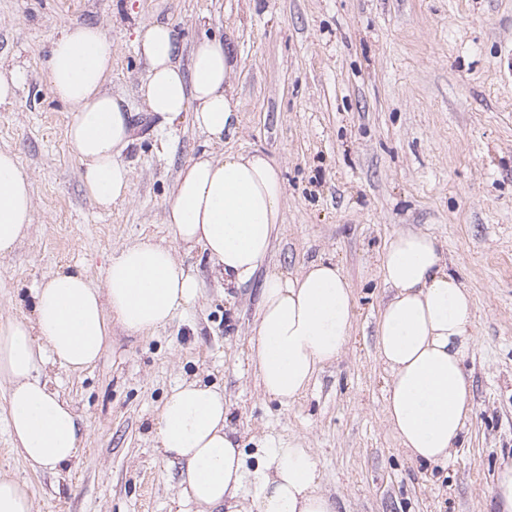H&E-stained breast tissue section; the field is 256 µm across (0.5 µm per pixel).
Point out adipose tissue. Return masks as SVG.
<instances>
[{
  "label": "adipose tissue",
  "mask_w": 512,
  "mask_h": 512,
  "mask_svg": "<svg viewBox=\"0 0 512 512\" xmlns=\"http://www.w3.org/2000/svg\"><path fill=\"white\" fill-rule=\"evenodd\" d=\"M133 43L146 64L137 88L146 111L170 124L189 118L205 147L181 166L165 203L172 243L147 237L121 249L99 287L80 272L49 274L32 290L31 315L0 320L10 433L36 470L76 460L83 433L72 405L42 382L41 365L85 369L109 347L111 323L142 335L193 306L200 281L179 250L201 249L226 284L247 283L284 221L277 163L259 150L215 152L240 123L231 44L205 36L187 48L171 23L158 21L140 23ZM111 72L112 41L99 26L74 21L52 39L44 76L70 109L68 138L85 192L106 210L128 200L132 175L124 158L130 114L107 88ZM33 219L31 183L17 155L0 150V255L26 236ZM382 272L391 291L376 326L377 350L391 373L386 420L415 461L443 464L472 414L465 373L475 345L472 297L425 233H396ZM353 319L352 291L338 265L318 261L293 275H267L248 355L263 393L283 403L303 395L318 370L343 353ZM157 443L182 467L178 496L187 512H334L302 441L264 449L248 470L215 386L186 380L174 387L158 412Z\"/></svg>",
  "instance_id": "obj_1"
}]
</instances>
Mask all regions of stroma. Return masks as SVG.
Instances as JSON below:
<instances>
[{"label": "stroma", "instance_id": "stroma-1", "mask_svg": "<svg viewBox=\"0 0 512 512\" xmlns=\"http://www.w3.org/2000/svg\"><path fill=\"white\" fill-rule=\"evenodd\" d=\"M153 19L188 46L233 41L240 125L224 149L279 164L284 222L248 285L225 287L193 250V307L147 335L113 328L111 349L84 370L41 367L82 419L72 464L32 470L10 439L1 381L0 475L28 486L34 512H180V467L158 451L154 420L172 387L196 378L223 390L248 468L261 446L301 439L338 512H490L492 476L512 459V0H0V65L30 75L0 104V149L17 153L34 196L29 233L0 256V319L31 314L32 289L56 270L98 286L116 251L171 242L163 202L205 137L185 119L161 148L164 121L137 97L146 65L133 30ZM75 20L111 37L109 89L131 114V194L108 211L85 194L71 114L41 76L51 37ZM402 230L436 237L473 298V414L445 465L411 460L385 421L381 257ZM313 261L342 268L354 329L338 362L283 404L249 370L248 340L266 274Z\"/></svg>", "mask_w": 512, "mask_h": 512}]
</instances>
